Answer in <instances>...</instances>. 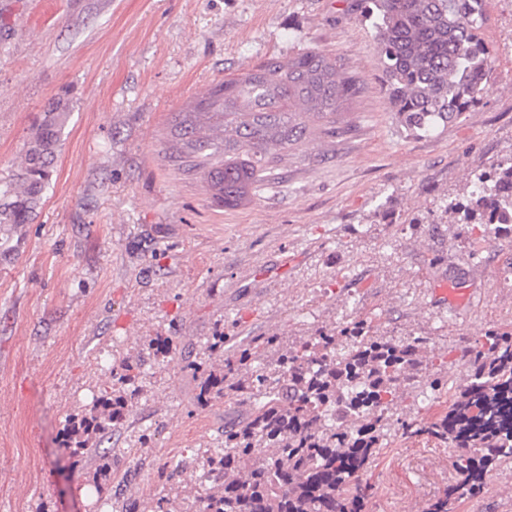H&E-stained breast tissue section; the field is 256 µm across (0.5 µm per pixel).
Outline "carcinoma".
Returning <instances> with one entry per match:
<instances>
[{
  "instance_id": "obj_1",
  "label": "carcinoma",
  "mask_w": 512,
  "mask_h": 512,
  "mask_svg": "<svg viewBox=\"0 0 512 512\" xmlns=\"http://www.w3.org/2000/svg\"><path fill=\"white\" fill-rule=\"evenodd\" d=\"M375 36L385 89L401 122L432 132L474 109L486 93L484 77L495 59L483 31L490 0H372ZM357 77L336 59L305 51L271 59L215 86L188 105L173 149L199 161L204 145L189 136L193 117L214 113L235 134L215 186L224 203L240 205L274 160L306 137L308 118L324 120L334 136L336 115L359 92ZM69 116L58 100L45 113L26 165L0 180V224H25L48 182L49 167ZM512 179V158L471 179L468 204L458 221L492 229L483 208L496 183ZM424 337L397 340L375 331L373 317L358 315L343 328L308 336L279 354L275 334L253 336L244 345L219 333L206 351L223 358L217 370L191 361L184 370L195 383L194 406L206 410L218 399L244 405L245 416L224 427V445L203 455L204 495L195 512H360L371 486L363 474L386 447L388 413L404 394L435 402L448 387L443 373L426 372L419 351ZM455 361L470 382L448 411L426 426L401 423L404 434L425 435L455 450L460 479L425 512H453L480 492L489 474L512 463V330L494 329L456 348ZM115 384L101 392L89 430L73 429L74 454L88 449L91 435L115 431L130 412L128 387L144 363L113 366Z\"/></svg>"
}]
</instances>
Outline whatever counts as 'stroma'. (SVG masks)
Here are the masks:
<instances>
[{"label":"stroma","instance_id":"obj_1","mask_svg":"<svg viewBox=\"0 0 512 512\" xmlns=\"http://www.w3.org/2000/svg\"><path fill=\"white\" fill-rule=\"evenodd\" d=\"M371 0H0V179L19 172L49 103L69 106L31 220L0 224V512H156V471L182 465L172 498L202 493L196 454L244 410H198L191 360L206 342L340 329L372 312L383 336H420L449 391L393 413L428 422L469 382L449 352L512 327V238L470 232L450 204L471 173L512 158V0H491L496 51L474 111L435 131L399 121L383 85ZM341 59L363 84L342 135L310 136L246 204L170 156L179 113L201 87L302 51ZM264 272L262 282L250 271ZM460 288V302L434 301ZM167 337L166 353L148 342ZM148 360L133 407L82 462L69 419L111 389L113 362ZM152 442L139 446L142 431ZM112 465L122 492L81 497ZM451 450L390 432L367 479L366 512H409L457 480ZM455 512H512V467Z\"/></svg>","mask_w":512,"mask_h":512}]
</instances>
